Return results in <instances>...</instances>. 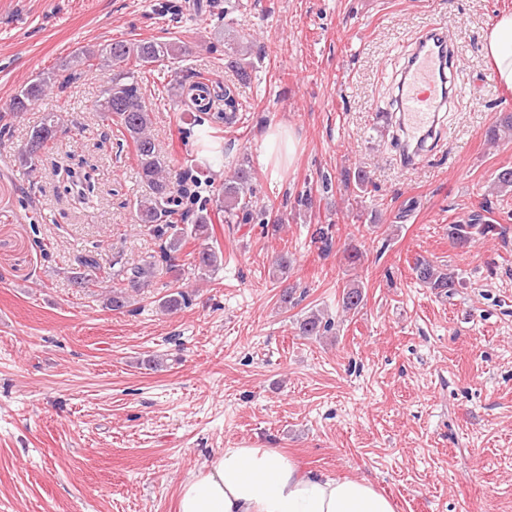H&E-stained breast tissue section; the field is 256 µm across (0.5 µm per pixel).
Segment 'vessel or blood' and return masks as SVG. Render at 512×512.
I'll return each instance as SVG.
<instances>
[{"label": "vessel or blood", "instance_id": "b4317fda", "mask_svg": "<svg viewBox=\"0 0 512 512\" xmlns=\"http://www.w3.org/2000/svg\"><path fill=\"white\" fill-rule=\"evenodd\" d=\"M456 57L454 43L434 27L416 39L407 55L393 98L399 114L398 160L402 166L420 163L432 142L442 136V114L461 95L451 74Z\"/></svg>", "mask_w": 512, "mask_h": 512}]
</instances>
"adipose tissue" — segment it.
<instances>
[{"label": "adipose tissue", "instance_id": "1", "mask_svg": "<svg viewBox=\"0 0 512 512\" xmlns=\"http://www.w3.org/2000/svg\"><path fill=\"white\" fill-rule=\"evenodd\" d=\"M483 53L501 92L512 97V11L498 12ZM178 512H396L365 478H332L273 448H227L180 484Z\"/></svg>", "mask_w": 512, "mask_h": 512}]
</instances>
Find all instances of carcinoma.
Listing matches in <instances>:
<instances>
[{
    "label": "carcinoma",
    "instance_id": "carcinoma-1",
    "mask_svg": "<svg viewBox=\"0 0 512 512\" xmlns=\"http://www.w3.org/2000/svg\"><path fill=\"white\" fill-rule=\"evenodd\" d=\"M183 54V47L176 42L162 41H114L99 49H85L62 64L69 71L71 80L82 74L84 69L95 66L115 67L117 73L108 83L99 100L98 111L104 120L120 126L133 143L141 181L146 185V194L136 200V211L140 223L148 226L160 241V261L173 273L175 282L184 280L187 275L206 276L216 272L223 261V253L214 246L204 245L197 251L183 254L190 238L208 239L211 218L207 209L195 212L178 213L172 208L173 182L171 173L166 169L153 135L150 133L152 119L141 97L143 74L154 64L177 60ZM53 73L26 85L15 96L13 111L21 112L38 101L50 85L56 83ZM193 108L198 112L212 110L224 114V125L229 127L237 121V112L242 104L236 98V88L224 85L222 93H216L203 101L195 102ZM60 128V118L51 112L44 116L42 123L33 131L27 144L18 151L17 158L29 168L30 173L38 170L41 150L56 138ZM512 134V114L497 118L490 128V138ZM254 169L249 158H242L234 168L233 174L222 185L215 199L216 207L224 212L226 224H249L254 221L252 204ZM499 225L485 223L480 214L473 215L465 224H451L448 235L452 241L464 247L477 237H486L498 233ZM312 242L318 249L327 253L333 245L331 231L325 227L315 229ZM77 268L71 272L70 282L76 288H87L98 279L100 263L97 254L91 250L76 259ZM159 271L155 257L140 264L128 265L119 260L112 263L108 273L112 282V295L108 303L114 311L123 310L131 305V300L146 288L153 286ZM412 271L421 283L430 288L447 293L455 288L453 277L437 268L431 261L420 257L415 260ZM188 300L187 292L177 290L164 296L160 308L166 312L181 309ZM364 302L360 287L350 285L342 293V305L347 310H356ZM332 322L319 315L312 314L298 324L299 335L320 336L330 331Z\"/></svg>",
    "mask_w": 512,
    "mask_h": 512
}]
</instances>
